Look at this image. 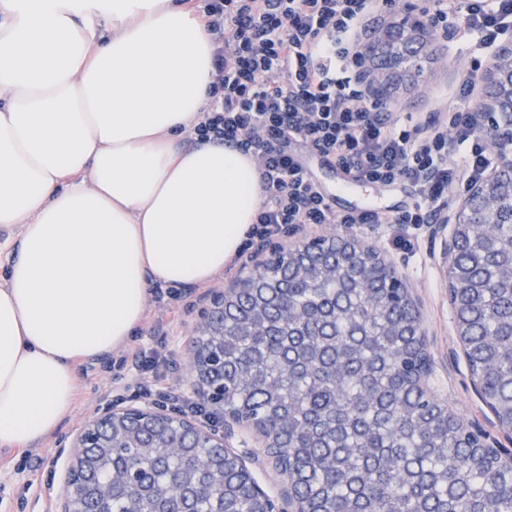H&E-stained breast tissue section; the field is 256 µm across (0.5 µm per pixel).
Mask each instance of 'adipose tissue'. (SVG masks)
<instances>
[{"instance_id": "ef3b65f1", "label": "adipose tissue", "mask_w": 512, "mask_h": 512, "mask_svg": "<svg viewBox=\"0 0 512 512\" xmlns=\"http://www.w3.org/2000/svg\"><path fill=\"white\" fill-rule=\"evenodd\" d=\"M214 76L184 0H0V448L57 430L78 364L128 342L150 288L238 254L254 159L183 142Z\"/></svg>"}]
</instances>
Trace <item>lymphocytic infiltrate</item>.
<instances>
[{"instance_id": "1", "label": "lymphocytic infiltrate", "mask_w": 512, "mask_h": 512, "mask_svg": "<svg viewBox=\"0 0 512 512\" xmlns=\"http://www.w3.org/2000/svg\"><path fill=\"white\" fill-rule=\"evenodd\" d=\"M393 0H196L214 44L209 103L190 133L252 153L262 201L242 244L269 242L306 225L437 224L457 183L490 165L488 113L478 111L481 60L460 70L446 110L411 124L379 91L357 79V31ZM434 26L455 23L488 51L512 29V0H427ZM319 159L352 179L406 184L412 202L339 210L306 161Z\"/></svg>"}]
</instances>
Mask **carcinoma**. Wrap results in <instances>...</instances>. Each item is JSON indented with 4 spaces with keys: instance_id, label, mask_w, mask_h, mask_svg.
Listing matches in <instances>:
<instances>
[{
    "instance_id": "cac0c4a2",
    "label": "carcinoma",
    "mask_w": 512,
    "mask_h": 512,
    "mask_svg": "<svg viewBox=\"0 0 512 512\" xmlns=\"http://www.w3.org/2000/svg\"><path fill=\"white\" fill-rule=\"evenodd\" d=\"M448 299L472 381L512 431V190L484 224H456ZM347 239L267 263L197 346L210 401L272 442L302 512H512V467L478 447L423 386L425 352L396 272ZM171 426L121 419L77 461L79 512H274L241 458Z\"/></svg>"
}]
</instances>
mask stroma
<instances>
[{"mask_svg":"<svg viewBox=\"0 0 512 512\" xmlns=\"http://www.w3.org/2000/svg\"><path fill=\"white\" fill-rule=\"evenodd\" d=\"M444 34L447 50L436 51L424 63L419 79L398 90L399 103L394 110L400 116L423 120L441 111L453 91L457 69L470 65L477 57L475 38L451 28L445 29ZM411 200L409 187L363 184L352 187L341 204L351 207L363 201L383 208L404 205ZM335 232L376 248L408 285L411 295L419 299L433 362L429 391L462 420L480 426L492 437L502 438L492 411L473 390L448 302V278L441 263L440 240L433 235L431 225L401 232L388 224H339ZM239 271V265L232 264L208 284L187 287L185 299L172 308L156 295H149L145 318L128 343L107 359L80 364L75 409L57 431L38 449L20 453L0 450V512H55L62 493L61 476L73 459V437L86 420L107 405L159 403L164 394L189 393L183 365L186 338L196 329L206 295L224 288L237 278ZM165 312L173 322L174 336L164 350V360L143 371L119 369L122 358L132 357L140 348L151 346V326ZM232 445L235 452L247 456V465L258 483L270 495H279L283 477L271 469L262 439L253 432L243 431L236 435Z\"/></svg>","mask_w":512,"mask_h":512,"instance_id":"1","label":"stroma"}]
</instances>
